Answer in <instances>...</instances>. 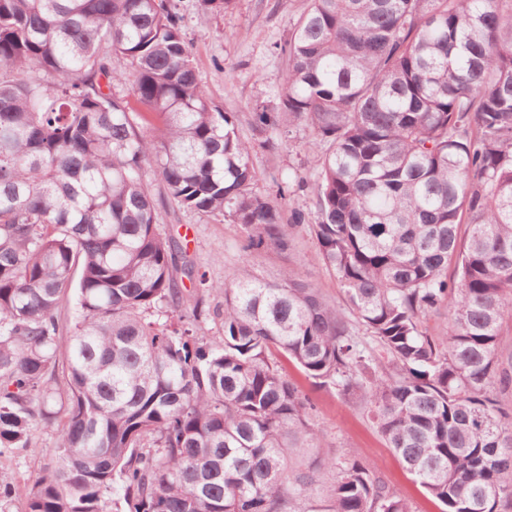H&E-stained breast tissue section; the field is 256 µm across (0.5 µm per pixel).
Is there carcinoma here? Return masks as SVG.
Instances as JSON below:
<instances>
[{
  "label": "carcinoma",
  "mask_w": 512,
  "mask_h": 512,
  "mask_svg": "<svg viewBox=\"0 0 512 512\" xmlns=\"http://www.w3.org/2000/svg\"><path fill=\"white\" fill-rule=\"evenodd\" d=\"M284 52L252 127L310 131L314 212L287 218L251 161L275 143L213 106L179 0H0V448L58 430L31 485L0 474V512H301L326 474L290 464L314 405L274 350L360 394L443 512L512 500V0H310ZM147 166L249 251L308 232L345 304L294 267L215 287L186 264L184 307ZM327 467L329 512H410L368 465Z\"/></svg>",
  "instance_id": "obj_1"
}]
</instances>
